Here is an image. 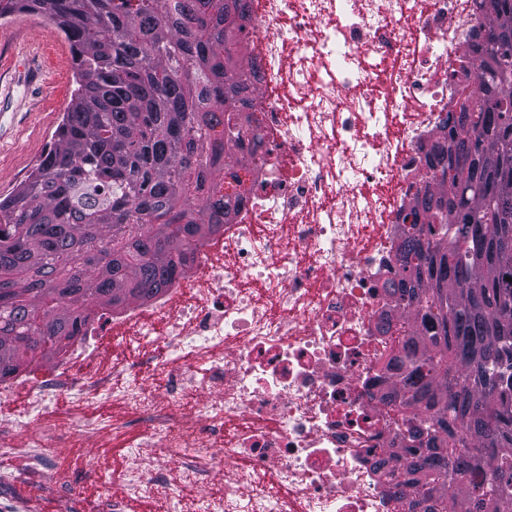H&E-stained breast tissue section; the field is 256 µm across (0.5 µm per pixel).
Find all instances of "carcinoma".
<instances>
[{
  "label": "carcinoma",
  "instance_id": "carcinoma-1",
  "mask_svg": "<svg viewBox=\"0 0 512 512\" xmlns=\"http://www.w3.org/2000/svg\"><path fill=\"white\" fill-rule=\"evenodd\" d=\"M250 2L0 0V17L54 22L79 78L55 142L0 200V379L76 337L89 308L162 293L224 223L216 179L259 143L234 122L257 72L229 50ZM473 2L488 23L463 57L468 107L442 121L396 251L393 293L425 343L403 380L416 413L395 419L424 450L423 512H512V255L495 248L512 223L494 212L512 205V0Z\"/></svg>",
  "mask_w": 512,
  "mask_h": 512
}]
</instances>
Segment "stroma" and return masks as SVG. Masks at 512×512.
I'll return each instance as SVG.
<instances>
[{
    "instance_id": "stroma-1",
    "label": "stroma",
    "mask_w": 512,
    "mask_h": 512,
    "mask_svg": "<svg viewBox=\"0 0 512 512\" xmlns=\"http://www.w3.org/2000/svg\"><path fill=\"white\" fill-rule=\"evenodd\" d=\"M35 53L49 77L48 85L25 83L21 58ZM76 71L68 43L45 17L16 13L0 19V198L26 179L53 142L72 105ZM132 447L108 438L79 441L65 468L67 494L41 498L40 512H95L104 499L123 494L128 479L121 469L107 470L105 456H130Z\"/></svg>"
}]
</instances>
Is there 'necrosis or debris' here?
<instances>
[{"label": "necrosis or debris", "mask_w": 512, "mask_h": 512, "mask_svg": "<svg viewBox=\"0 0 512 512\" xmlns=\"http://www.w3.org/2000/svg\"><path fill=\"white\" fill-rule=\"evenodd\" d=\"M480 23L472 0H251L240 46L261 79L244 113L261 146L230 168L237 207L163 294L96 308L48 372L0 381L1 404L30 393L24 434L0 426V449L27 458L21 481L57 492L47 448L108 429L182 461L172 478L131 460L137 495L220 477L211 512H412L392 411L418 323L383 286L401 277L402 216ZM105 336L190 358H157L164 395L118 389L133 363H102ZM77 360L96 364L87 380ZM105 397L123 415L86 418Z\"/></svg>", "instance_id": "necrosis-or-debris-1"}]
</instances>
